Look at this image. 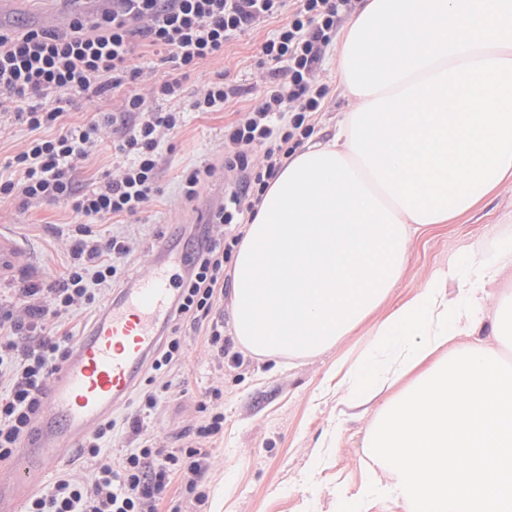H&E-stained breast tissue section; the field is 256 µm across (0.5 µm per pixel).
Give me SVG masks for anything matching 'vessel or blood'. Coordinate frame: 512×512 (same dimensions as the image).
I'll use <instances>...</instances> for the list:
<instances>
[{
  "label": "vessel or blood",
  "mask_w": 512,
  "mask_h": 512,
  "mask_svg": "<svg viewBox=\"0 0 512 512\" xmlns=\"http://www.w3.org/2000/svg\"><path fill=\"white\" fill-rule=\"evenodd\" d=\"M24 266L16 244L0 233V274L13 276ZM177 298L174 276L166 266L153 268L112 297L68 359L52 372L35 437L16 449L11 472H0V512H17L30 487L64 452L127 400Z\"/></svg>",
  "instance_id": "1"
}]
</instances>
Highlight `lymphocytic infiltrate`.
<instances>
[{
  "label": "lymphocytic infiltrate",
  "instance_id": "obj_1",
  "mask_svg": "<svg viewBox=\"0 0 512 512\" xmlns=\"http://www.w3.org/2000/svg\"><path fill=\"white\" fill-rule=\"evenodd\" d=\"M351 0H112V9L94 24L76 18L71 31L59 35L33 29L16 36L0 32V95L21 102L17 117L34 130L58 127L52 138L32 140L17 154V180L0 181V195L19 194L25 201H55L81 216L108 219L145 212L159 191L163 134H174L185 122L177 108L183 93L181 77L204 60L223 55L226 43L249 26L286 16L261 45L268 61L286 62L282 81L261 101L224 129V169L235 173V187L193 242L181 280L175 319L205 328L216 360L230 349L217 306L224 296L225 265L242 237L240 227L284 164L314 132L313 119L323 107L326 89L316 80V65L337 33ZM167 53L177 77L155 81L150 96L133 91L143 72L132 63L137 38ZM123 92L120 112L105 113L88 125L62 123L59 108L41 104L52 92L67 95ZM169 102L165 112L147 105V98ZM119 132L112 148L117 159L106 183L79 194L73 174L95 148L101 127ZM264 163L254 167L253 151ZM125 236L101 239L78 225L73 240L75 261L61 287L23 288L16 301L22 311L9 333H0V366L8 365L11 393L0 401V461L12 457L39 414L47 392L49 370L68 356L67 349L40 335L45 312L62 315L92 304L88 275L101 282L118 275L116 259L130 254ZM26 342H19L20 333ZM184 357V340L169 332L148 363L141 400L133 421V445L112 458L100 456V444L112 431L101 424L83 448L98 459L97 476L87 482L66 475L50 490L30 499L27 512H158L172 477L181 494L169 512L201 506L208 497L210 455L206 442L224 431L220 389L199 400L203 415L188 445L170 448L157 439L149 420L164 400L172 399L171 382H158Z\"/></svg>",
  "mask_w": 512,
  "mask_h": 512
}]
</instances>
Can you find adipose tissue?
Segmentation results:
<instances>
[{"label": "adipose tissue", "instance_id": "obj_1", "mask_svg": "<svg viewBox=\"0 0 512 512\" xmlns=\"http://www.w3.org/2000/svg\"><path fill=\"white\" fill-rule=\"evenodd\" d=\"M333 138L297 150L243 229L231 269L232 335L261 359L329 350L401 281L411 243L512 178V57L474 49L355 95ZM456 296L439 270L337 361V402L383 389L365 439L369 476L340 512H512V367L466 344L512 238L465 258Z\"/></svg>", "mask_w": 512, "mask_h": 512}]
</instances>
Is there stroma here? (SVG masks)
<instances>
[{
    "instance_id": "1",
    "label": "stroma",
    "mask_w": 512,
    "mask_h": 512,
    "mask_svg": "<svg viewBox=\"0 0 512 512\" xmlns=\"http://www.w3.org/2000/svg\"><path fill=\"white\" fill-rule=\"evenodd\" d=\"M101 14L91 0H18L5 19L13 34L28 29L69 31L77 17L94 22ZM267 20L233 37L222 57L199 64L185 84L194 96L216 77L225 74L237 89L225 109L191 112L175 136L162 139L161 190L150 209L133 217L81 220L69 207L56 202H28L23 197L0 196V232L14 236L38 272L34 278L0 280V308L11 309L22 288H55L73 262L71 244L75 226L87 222L96 236L121 234L133 238L135 248L117 264L125 280L151 270L157 250L176 239L191 241L199 227L194 214L202 206L218 207L224 196V128L238 112L261 99L274 77L272 64L264 62L261 44L280 26ZM337 51L328 47L318 66L317 79L327 89L324 106L315 116L313 141L329 139L342 112L350 105L337 78ZM122 93L68 96L51 93L47 105L62 107L65 120L84 124L99 113L120 110ZM15 104H0V180L17 179L11 161L36 137H51L55 128L31 130L18 120ZM111 129L101 131V141L77 168L78 190L89 191L104 183L112 170ZM211 167L213 175L193 199L181 186L184 170ZM512 237V181L506 182L469 212L448 223L433 225L413 243L403 278L387 301L333 348L318 357L276 365L243 354L241 367H218L204 331L188 333L185 356L176 373L185 391L182 399L164 404L152 421L157 438L170 446L181 445L201 419L196 398L208 389L223 391L224 432L211 439L209 497L200 512H335L336 495L356 491L365 475L363 445L370 416L338 415L337 360L356 356L369 340V330L408 300L431 273L462 252L491 254L500 238ZM93 305L57 318L54 336L69 346L85 333L96 313L118 286L89 281Z\"/></svg>"
}]
</instances>
